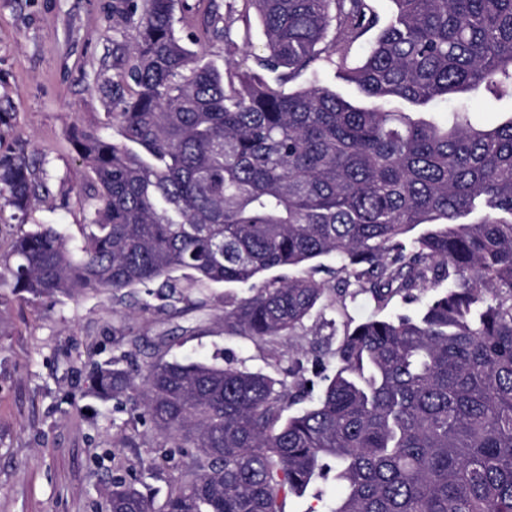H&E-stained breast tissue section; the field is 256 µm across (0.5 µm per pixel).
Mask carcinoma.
I'll list each match as a JSON object with an SVG mask.
<instances>
[{
    "instance_id": "cac0c4a2",
    "label": "carcinoma",
    "mask_w": 512,
    "mask_h": 512,
    "mask_svg": "<svg viewBox=\"0 0 512 512\" xmlns=\"http://www.w3.org/2000/svg\"><path fill=\"white\" fill-rule=\"evenodd\" d=\"M120 2L139 35L109 95L121 139H75L99 185L92 219L73 246L51 224L20 233L0 288L122 300L154 285L200 308L204 289L239 283L252 294L224 309V329L263 341L292 334L325 293L310 276L256 283L274 269L331 258L338 292L379 305L449 285L417 316L347 332L316 400L285 421L302 361L289 386L121 336L90 392L129 406L179 478L160 505L115 478L105 510L285 512L288 495L334 480L324 512H512V118L483 128L463 100L441 122L386 108L471 89L512 99V0H393L382 27L368 0H245L261 70L291 80L323 61L369 107L223 75L176 36L175 0ZM42 188L25 145L0 155V210L26 217Z\"/></svg>"
}]
</instances>
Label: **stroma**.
I'll list each match as a JSON object with an SVG mask.
<instances>
[{"instance_id":"1","label":"stroma","mask_w":512,"mask_h":512,"mask_svg":"<svg viewBox=\"0 0 512 512\" xmlns=\"http://www.w3.org/2000/svg\"><path fill=\"white\" fill-rule=\"evenodd\" d=\"M116 0H0V154L26 145L44 173L48 195L25 220L0 211V251L8 252L21 224H52L80 241L96 202V185L79 159L75 132L112 134L105 95L133 48L135 20L115 10ZM177 37L217 68L257 67L265 38L256 13L242 0H176ZM319 84L359 102L360 94L335 68L318 64L286 82L287 91ZM304 274L328 291L294 334L253 341L224 330V302L250 290L221 284L206 289L208 305L177 303L152 315L127 303L87 294L32 301L0 289L10 303L0 313V512H98L113 477L136 481L164 501L176 472L155 464L157 441L133 428L128 409L89 395L86 373L110 356L112 342L128 327L142 347L167 340L188 361L232 364L284 378L281 358L307 356L334 366L333 353L348 329L370 319L417 314L428 294L394 297L377 308L364 295L340 300L327 271Z\"/></svg>"}]
</instances>
